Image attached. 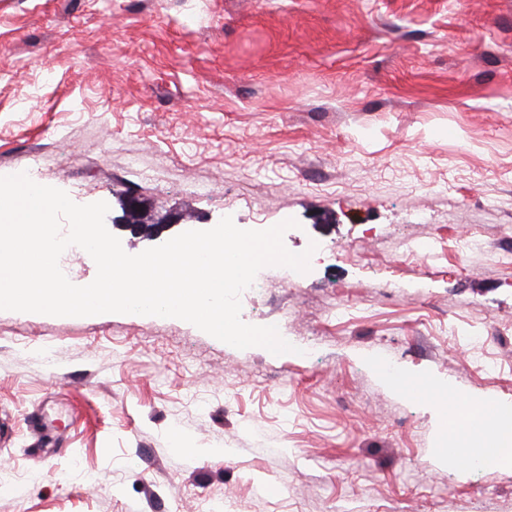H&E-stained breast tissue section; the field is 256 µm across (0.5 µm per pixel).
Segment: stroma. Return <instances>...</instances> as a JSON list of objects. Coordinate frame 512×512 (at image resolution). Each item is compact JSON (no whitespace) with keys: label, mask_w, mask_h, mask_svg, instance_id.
<instances>
[{"label":"stroma","mask_w":512,"mask_h":512,"mask_svg":"<svg viewBox=\"0 0 512 512\" xmlns=\"http://www.w3.org/2000/svg\"><path fill=\"white\" fill-rule=\"evenodd\" d=\"M17 170L131 255L129 195L168 239L318 248L241 301L281 355L0 311V512H512L511 462L439 457L445 417L512 406V0H0Z\"/></svg>","instance_id":"35a3bbf8"}]
</instances>
